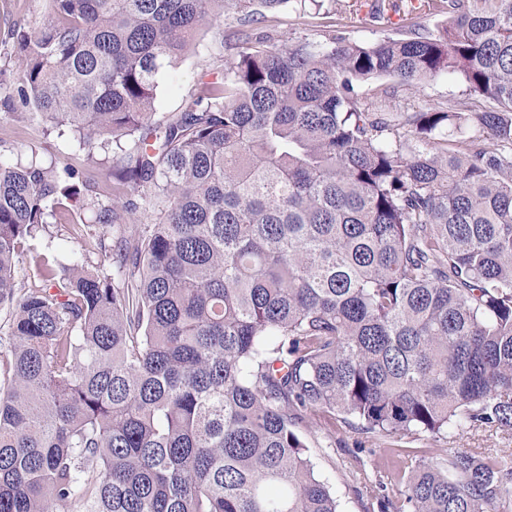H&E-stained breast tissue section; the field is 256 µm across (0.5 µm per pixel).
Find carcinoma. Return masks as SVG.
I'll return each mask as SVG.
<instances>
[{"instance_id":"carcinoma-1","label":"carcinoma","mask_w":512,"mask_h":512,"mask_svg":"<svg viewBox=\"0 0 512 512\" xmlns=\"http://www.w3.org/2000/svg\"><path fill=\"white\" fill-rule=\"evenodd\" d=\"M291 2L50 0L15 31L22 101L115 162L107 205L34 151L0 162V512H338L304 412L372 437L512 431V0H408L372 43L256 31ZM230 13V65L152 121ZM441 74L490 106L388 117L355 90ZM67 203L116 273L38 253L18 287ZM395 471L380 512H512V453L400 448Z\"/></svg>"}]
</instances>
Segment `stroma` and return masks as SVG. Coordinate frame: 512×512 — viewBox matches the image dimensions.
Returning <instances> with one entry per match:
<instances>
[{
	"label": "stroma",
	"instance_id": "1",
	"mask_svg": "<svg viewBox=\"0 0 512 512\" xmlns=\"http://www.w3.org/2000/svg\"><path fill=\"white\" fill-rule=\"evenodd\" d=\"M49 0H0V159L16 160L17 156L36 150L45 164L56 168L70 166L94 176L101 187L112 184V156L100 148L78 149L72 142L53 134H45L36 111L22 103L21 67L10 31L15 27L34 28L48 11ZM368 9L362 0H352L342 12L325 18L315 6L282 13L276 26L281 41L294 43L309 37L322 40L337 33L348 40L370 43L382 38V29L370 25ZM232 17L222 24L200 29L186 54L179 61L171 79L163 84L155 101V120L161 121L181 111L183 104L196 94L201 82L211 80L229 62L234 52L224 43V30L232 25ZM361 102L378 112H434L467 109L470 99L461 77L443 75L415 87L398 85L392 78L380 77L360 84ZM93 214L88 210L62 212L51 220L35 245L41 252L77 251L104 268H111V257L101 253L83 235ZM309 448L317 475L334 494L339 512H379L377 495L380 485L390 483L394 475V449L417 453L427 462L441 459L445 448H460L482 453L488 448L512 449V432L496 430L477 434H443L435 438L399 439L382 436L365 437L344 423L329 426L316 415H304L296 425Z\"/></svg>",
	"mask_w": 512,
	"mask_h": 512
}]
</instances>
